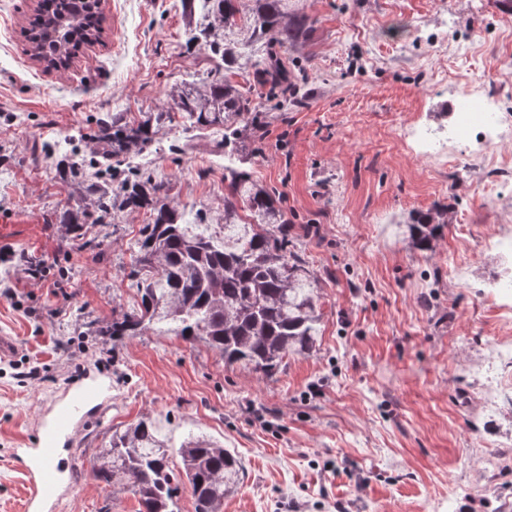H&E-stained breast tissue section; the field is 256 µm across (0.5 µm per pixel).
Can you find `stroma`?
<instances>
[{
    "instance_id": "stroma-1",
    "label": "stroma",
    "mask_w": 512,
    "mask_h": 512,
    "mask_svg": "<svg viewBox=\"0 0 512 512\" xmlns=\"http://www.w3.org/2000/svg\"><path fill=\"white\" fill-rule=\"evenodd\" d=\"M314 20L299 69V104L257 99L262 138L248 168L275 188L318 278L316 346L270 378L227 365L202 344L154 330L112 340L92 322L136 308L135 242L147 217L114 212L89 225L92 256L56 216L67 203L57 145L90 160L98 124L166 106L170 88L205 77L209 51L187 47L182 0H104L106 32L67 70L32 58L23 31L34 0H0V512H22L24 447L44 403L85 372L112 400L64 450L70 491L53 512H139L137 498L94 479L89 461L114 430L155 422L180 469L184 437L204 435L237 455L244 479L224 512H512V404L482 400L492 363L512 338V297L491 282L512 258L491 248L512 232V182L498 159L462 144L412 150L415 126L451 119L470 89L512 113V9L501 0H299ZM224 132L182 117L131 166L169 186L187 216L224 215ZM493 195L475 200L477 190ZM447 205L435 251L399 226ZM40 261L33 268L24 256Z\"/></svg>"
}]
</instances>
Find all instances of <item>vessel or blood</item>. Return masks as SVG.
I'll use <instances>...</instances> for the list:
<instances>
[{"instance_id":"b4317fda","label":"vessel or blood","mask_w":512,"mask_h":512,"mask_svg":"<svg viewBox=\"0 0 512 512\" xmlns=\"http://www.w3.org/2000/svg\"><path fill=\"white\" fill-rule=\"evenodd\" d=\"M111 390L104 379L88 376L65 388L44 408L35 440L26 451L24 512H46L62 497L69 466L62 456L61 443L70 438L92 410L110 402Z\"/></svg>"}]
</instances>
